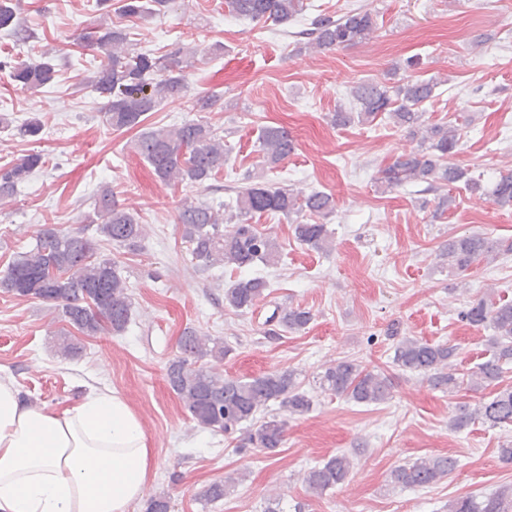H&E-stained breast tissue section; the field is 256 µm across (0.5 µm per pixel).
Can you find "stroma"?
Listing matches in <instances>:
<instances>
[{"instance_id":"stroma-1","label":"stroma","mask_w":512,"mask_h":512,"mask_svg":"<svg viewBox=\"0 0 512 512\" xmlns=\"http://www.w3.org/2000/svg\"><path fill=\"white\" fill-rule=\"evenodd\" d=\"M93 2L20 0L19 17L33 40L21 44L0 32V58L33 61L45 52L58 70L56 83L36 92L0 70V166L31 152L46 159L0 203V274L40 225L90 227L95 198L109 188L148 230L134 254L99 244V255L116 261L127 281L132 317L123 335L81 337V355L67 358L57 344L75 330L61 312L0 293V374L12 376L26 402L37 405L63 407L92 388L116 390L152 444L146 493L168 494L172 512H263L273 495L282 512H448L449 501L512 486V466L498 453L512 441V425L450 427L458 405L475 406L512 387V368L495 385L451 393L392 362L400 336L455 345L449 365L458 373L489 358L488 331L461 313L487 296L512 302V254L456 275L441 252L452 236L512 241V211L458 188L453 207L434 217L435 195L424 184L383 181L397 156L418 147L404 129L385 116L345 127L330 122L349 107L352 86L405 78L401 65L415 57L416 75L437 82L426 124L458 125L457 163L491 185L512 168V0H311L309 10L282 25L231 15L224 0H174L167 13L145 19L113 10L112 23L134 32L138 51L159 56L177 42L196 50L190 93L216 95V105L195 115L186 101H168L146 120L157 128L196 117L223 136V172L194 186L161 182L132 148L136 131L109 128L85 87L99 57L77 38L96 18ZM359 7L377 15L371 39L298 53L314 16L337 18ZM32 117L41 120L42 135L20 137L17 125ZM266 126L284 128L295 144L274 170L264 168L258 141ZM250 176L331 194V249L301 245L291 219L269 214L253 222L277 240V265L199 271L176 222L181 202H232ZM258 276L271 285L263 300L242 313L225 308V288ZM278 307L310 310L313 319L302 331L270 335L267 319ZM187 327L231 346L216 366L226 377L296 372L312 408L288 417L277 452L242 451L239 435L199 427L169 389L166 365ZM343 357L389 376L390 398L363 404L322 391V372ZM342 452L354 458L348 481L312 492L307 472ZM421 456L452 457L455 469L425 488L391 484L394 469ZM229 477L238 480L234 493L201 499L210 483Z\"/></svg>"}]
</instances>
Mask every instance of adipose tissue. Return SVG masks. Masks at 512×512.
Wrapping results in <instances>:
<instances>
[{"mask_svg": "<svg viewBox=\"0 0 512 512\" xmlns=\"http://www.w3.org/2000/svg\"><path fill=\"white\" fill-rule=\"evenodd\" d=\"M152 466L142 424L115 390L33 406L0 377V512H128Z\"/></svg>", "mask_w": 512, "mask_h": 512, "instance_id": "adipose-tissue-1", "label": "adipose tissue"}]
</instances>
